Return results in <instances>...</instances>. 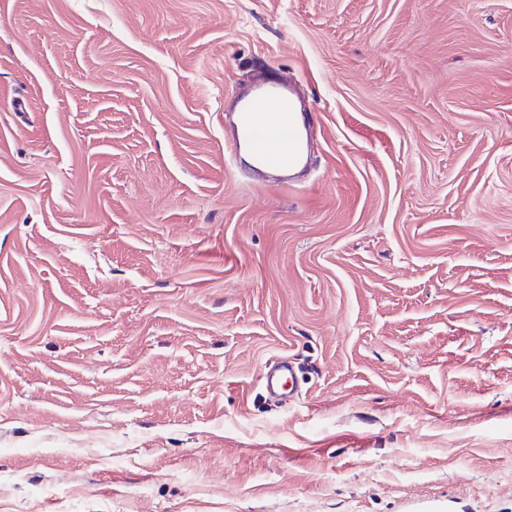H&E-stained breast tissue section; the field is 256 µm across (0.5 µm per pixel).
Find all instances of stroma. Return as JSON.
<instances>
[{"mask_svg":"<svg viewBox=\"0 0 512 512\" xmlns=\"http://www.w3.org/2000/svg\"><path fill=\"white\" fill-rule=\"evenodd\" d=\"M0 512H512V0H0ZM236 111L231 154L246 145L267 168L291 172L302 166L307 151L306 112L289 86L265 81L253 97L238 101ZM250 154L246 159L255 166ZM288 379V388L285 385ZM293 383V374L292 370L289 366L283 365L278 370L274 372H269L265 376V386L269 394L274 396H282L285 395L288 391V394L292 390ZM291 384V388H289Z\"/></svg>","mask_w":512,"mask_h":512,"instance_id":"obj_1","label":"stroma"}]
</instances>
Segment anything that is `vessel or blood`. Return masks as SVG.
<instances>
[{
    "instance_id": "vessel-or-blood-1",
    "label": "vessel or blood",
    "mask_w": 512,
    "mask_h": 512,
    "mask_svg": "<svg viewBox=\"0 0 512 512\" xmlns=\"http://www.w3.org/2000/svg\"><path fill=\"white\" fill-rule=\"evenodd\" d=\"M305 131L306 117L292 89L268 80L253 97L238 101L230 149L248 147L263 166L290 172L305 160Z\"/></svg>"
}]
</instances>
